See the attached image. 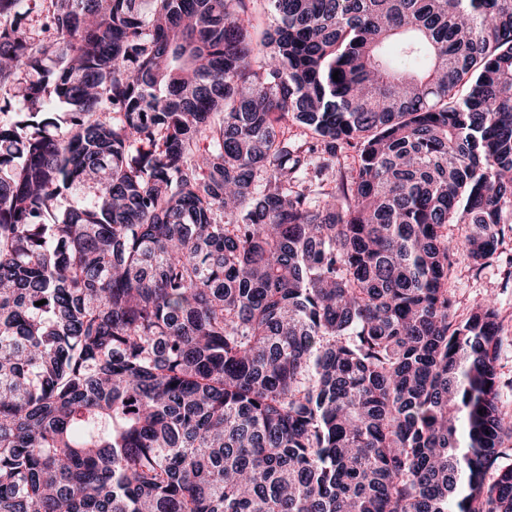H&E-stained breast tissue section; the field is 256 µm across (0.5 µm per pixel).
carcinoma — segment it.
Wrapping results in <instances>:
<instances>
[{"instance_id": "1", "label": "carcinoma", "mask_w": 512, "mask_h": 512, "mask_svg": "<svg viewBox=\"0 0 512 512\" xmlns=\"http://www.w3.org/2000/svg\"><path fill=\"white\" fill-rule=\"evenodd\" d=\"M22 2L0 512H512L496 308L448 298L512 231V0Z\"/></svg>"}]
</instances>
